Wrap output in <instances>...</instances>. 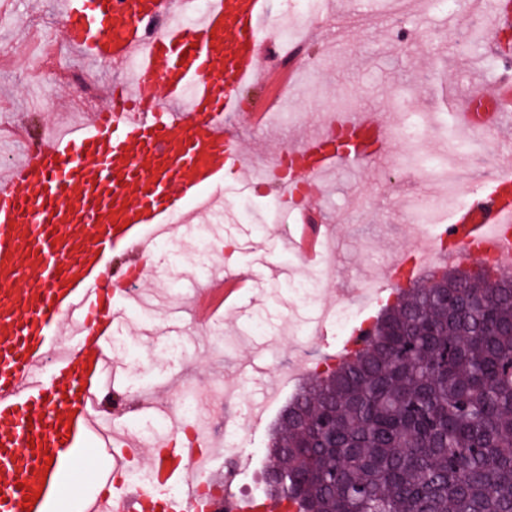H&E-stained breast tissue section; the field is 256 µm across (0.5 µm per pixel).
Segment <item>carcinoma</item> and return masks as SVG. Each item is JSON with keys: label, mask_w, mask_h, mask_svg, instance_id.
<instances>
[{"label": "carcinoma", "mask_w": 512, "mask_h": 512, "mask_svg": "<svg viewBox=\"0 0 512 512\" xmlns=\"http://www.w3.org/2000/svg\"><path fill=\"white\" fill-rule=\"evenodd\" d=\"M438 271L312 375L264 478L297 512H512V278Z\"/></svg>", "instance_id": "1"}]
</instances>
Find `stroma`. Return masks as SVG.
I'll return each mask as SVG.
<instances>
[{"label": "stroma", "mask_w": 512, "mask_h": 512, "mask_svg": "<svg viewBox=\"0 0 512 512\" xmlns=\"http://www.w3.org/2000/svg\"><path fill=\"white\" fill-rule=\"evenodd\" d=\"M66 2L9 0L0 19V123L36 131L60 119L85 121L86 114L79 108L81 89L60 81L56 73L61 69L82 73L95 86L96 100L102 105L111 90L127 82V74L103 63L90 64L63 40ZM490 10L491 0H479L475 11L463 13L454 30L441 28L440 14L422 0H406L396 17L384 11L383 0H318L310 20L309 50L298 62L299 71L313 72L314 80L300 84L295 96L276 105L283 115L299 112L303 118L291 123L283 119L262 133L235 122L228 134L239 140L247 159L273 163L277 151L319 126L322 114L336 107L387 113L392 121H400L403 114L397 103L404 95L411 111L437 118L440 127L409 148L390 142L385 160L340 167L312 186L311 200L320 204L324 223L336 225L344 246L333 277L309 304L299 301L284 277L272 272L276 266L299 267L283 245L284 226L296 223L295 213L268 210V202L277 197L272 184L245 189L235 174L225 176L219 221H212L207 213L194 218L195 223L215 225L208 276L198 278L196 243L189 234L180 233L179 264L158 270L144 282L161 301L152 309L150 323L127 318L113 336L135 352L134 358L119 360L125 370L118 390L120 404L128 408L124 422L147 423L148 413L135 409L143 389L153 388L154 400L167 405L180 385L189 383L201 392L227 385L236 389V396L203 403L209 432L220 441L225 419L244 414L258 398L255 387L237 377L240 363L268 364L274 375L288 371L289 379L281 381L259 425H247L243 432L252 454L242 462L241 476L247 481L261 479L269 433L289 398L306 381V363L336 354L335 347L296 336V323L321 307L348 300L355 282L375 275L379 266L404 262L416 232L409 201L448 195L446 180L419 177L411 160L438 148L457 149L460 139L450 99L480 89L492 91L499 84L488 64L493 59L503 65L508 62L499 53L500 28L485 27L469 55L461 54L454 42L456 30H467L474 17H488ZM242 205L251 209L252 222H238ZM228 239L237 241L236 253L225 252ZM228 268L255 278L254 290L241 307L228 310L223 322L209 333H199L189 324L180 332H167L162 303L185 302L188 283L198 280L210 285ZM260 313L268 319L266 331H250L251 318ZM220 337L227 345L218 352L212 343Z\"/></svg>", "instance_id": "1"}]
</instances>
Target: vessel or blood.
<instances>
[{
  "mask_svg": "<svg viewBox=\"0 0 512 512\" xmlns=\"http://www.w3.org/2000/svg\"><path fill=\"white\" fill-rule=\"evenodd\" d=\"M188 0H68L71 46L130 69L120 111L96 113L89 128L39 140L0 182V512H60L69 495L83 512H200L195 479L206 467L208 437L179 444V421L155 442L140 482L139 441L105 416L101 395L121 371L108 343L141 290L152 244L186 209H207L227 170L243 173L227 122L254 119L240 105L255 85L268 0H212L189 25L172 22ZM457 124L500 131L512 124V86L458 100ZM389 121L376 112H339L265 171L282 203L294 183L319 180L342 165L386 156ZM468 205L453 209L433 244L461 258L498 255L512 266V160L489 187L471 186ZM291 239L305 263L315 244L338 248L318 207L303 211ZM206 326L201 311L168 306L169 331L185 319ZM73 344L57 348L61 326ZM103 448L97 490L85 495L76 473L91 446Z\"/></svg>",
  "mask_w": 512,
  "mask_h": 512,
  "instance_id": "vessel-or-blood-1",
  "label": "vessel or blood"
}]
</instances>
